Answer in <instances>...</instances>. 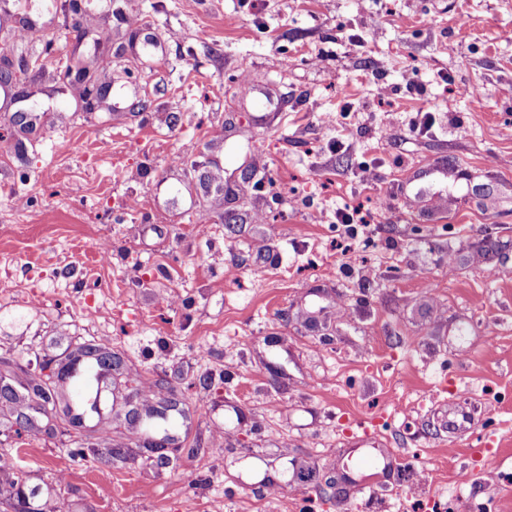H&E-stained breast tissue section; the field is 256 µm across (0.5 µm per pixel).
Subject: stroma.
I'll return each mask as SVG.
<instances>
[{
    "mask_svg": "<svg viewBox=\"0 0 512 512\" xmlns=\"http://www.w3.org/2000/svg\"><path fill=\"white\" fill-rule=\"evenodd\" d=\"M69 2L0 0V512H512V0ZM100 346L75 427L33 390Z\"/></svg>",
    "mask_w": 512,
    "mask_h": 512,
    "instance_id": "1",
    "label": "stroma"
}]
</instances>
